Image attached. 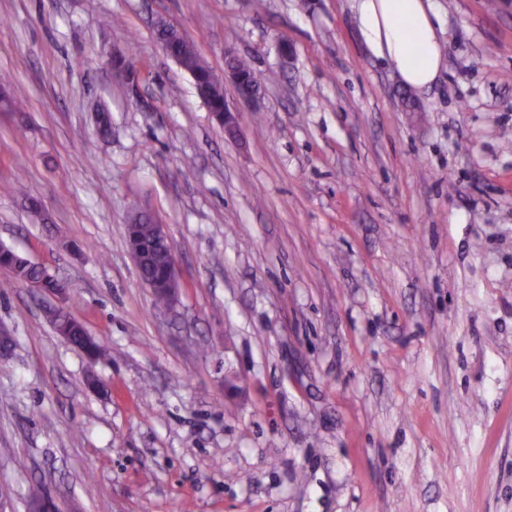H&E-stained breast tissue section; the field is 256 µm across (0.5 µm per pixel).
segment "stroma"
I'll return each mask as SVG.
<instances>
[{
	"label": "stroma",
	"mask_w": 512,
	"mask_h": 512,
	"mask_svg": "<svg viewBox=\"0 0 512 512\" xmlns=\"http://www.w3.org/2000/svg\"><path fill=\"white\" fill-rule=\"evenodd\" d=\"M434 3L444 63L411 92L356 0H0V97H27L0 109V246L67 286L0 270V512L35 485L59 512H512V0ZM160 18L216 74L250 62L236 136ZM168 257L165 250L158 246L157 249L152 251L151 257L141 271L142 278L151 283L142 282L146 288H150L152 292L161 293L154 294L155 301L158 304H168L164 295L166 294L169 299H177L180 288H169L168 286Z\"/></svg>",
	"instance_id": "35a3bbf8"
}]
</instances>
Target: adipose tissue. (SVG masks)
<instances>
[{
	"mask_svg": "<svg viewBox=\"0 0 512 512\" xmlns=\"http://www.w3.org/2000/svg\"><path fill=\"white\" fill-rule=\"evenodd\" d=\"M357 22L368 48L405 85L421 89L436 80L443 52L431 0H357Z\"/></svg>",
	"mask_w": 512,
	"mask_h": 512,
	"instance_id": "1",
	"label": "adipose tissue"
}]
</instances>
